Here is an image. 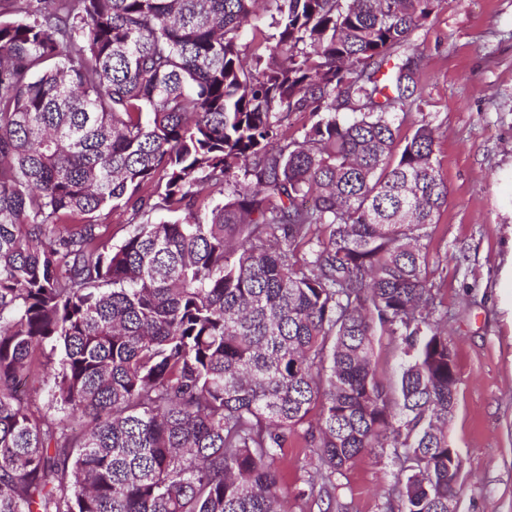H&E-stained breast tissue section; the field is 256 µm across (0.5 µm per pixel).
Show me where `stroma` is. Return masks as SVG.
<instances>
[{"instance_id":"1","label":"stroma","mask_w":512,"mask_h":512,"mask_svg":"<svg viewBox=\"0 0 512 512\" xmlns=\"http://www.w3.org/2000/svg\"><path fill=\"white\" fill-rule=\"evenodd\" d=\"M419 99L448 185L437 261L442 321L460 376L448 440L462 459L457 512H512V0H444L409 39ZM303 430L278 468L287 512H387L400 461L375 448L336 478L331 508L309 496Z\"/></svg>"}]
</instances>
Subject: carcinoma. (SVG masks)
Listing matches in <instances>:
<instances>
[{"label":"carcinoma","mask_w":512,"mask_h":512,"mask_svg":"<svg viewBox=\"0 0 512 512\" xmlns=\"http://www.w3.org/2000/svg\"><path fill=\"white\" fill-rule=\"evenodd\" d=\"M441 3L0 0V512H282L299 426L320 501L393 448L396 512L457 504L448 186L395 126ZM375 360L377 377L392 393L398 388L401 356L390 344L388 336H376Z\"/></svg>","instance_id":"1"}]
</instances>
